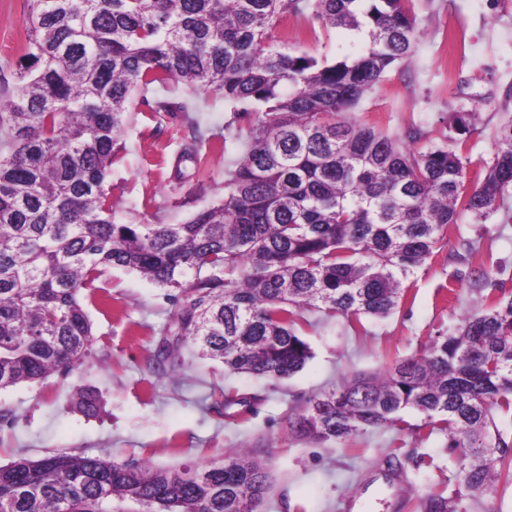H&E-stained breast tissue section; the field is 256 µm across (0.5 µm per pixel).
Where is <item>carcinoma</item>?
<instances>
[{"label": "carcinoma", "mask_w": 512, "mask_h": 512, "mask_svg": "<svg viewBox=\"0 0 512 512\" xmlns=\"http://www.w3.org/2000/svg\"><path fill=\"white\" fill-rule=\"evenodd\" d=\"M411 0H27L30 66L0 79V391L68 375L93 339L83 300L112 268L174 291L153 359L181 347L230 373L287 379L313 352L299 332L317 310L352 324L394 315L406 282L451 224L483 223L512 191V121L477 182L459 148L404 144L351 117L420 30ZM363 34L330 62L273 39L288 10ZM213 92L248 121L224 199L180 224L116 219L108 182L136 95L154 112H195L157 89ZM224 415L257 397L222 392ZM240 410L235 411L233 407ZM76 407L98 401L80 390ZM421 423L405 419L407 413ZM512 416V294L488 295L421 353L311 394L290 408L288 437L341 445L395 427L461 448L464 487L488 499L512 484L495 416ZM266 445L204 466L57 453L0 466V512H267ZM425 512H458L428 490Z\"/></svg>", "instance_id": "carcinoma-1"}]
</instances>
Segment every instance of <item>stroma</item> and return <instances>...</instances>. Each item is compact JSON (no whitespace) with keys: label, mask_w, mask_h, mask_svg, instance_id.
I'll return each instance as SVG.
<instances>
[{"label":"stroma","mask_w":512,"mask_h":512,"mask_svg":"<svg viewBox=\"0 0 512 512\" xmlns=\"http://www.w3.org/2000/svg\"><path fill=\"white\" fill-rule=\"evenodd\" d=\"M26 0H0V73L15 80L28 66L23 25ZM421 38L411 62L391 68L356 111L361 120L406 137L420 127L423 143L447 139L460 145L468 176L477 179L493 161L494 132L512 119V0H412ZM288 30L315 29L299 39L316 58L356 57L362 37L326 28L311 14H288ZM194 101L204 135L197 162L181 161L191 133L181 112H153L135 103L123 133L124 151L113 160L109 181L117 217L179 224L224 196V172L242 145L225 144L233 117L222 97ZM183 179H176V171ZM480 252L463 260L462 239ZM484 265L505 293H512V196L483 224L465 220L449 228L442 248L409 282L410 294L393 317L351 327L346 319L307 313L301 326L313 357L284 380L228 374L222 363L182 350L174 372L156 371L153 343L175 310L167 289L139 274L108 270L98 281L106 305L87 303L94 339L83 364L68 376L23 383L0 391V465L19 457L57 452L106 454L156 466L203 465L225 451L263 442L273 454L275 483L270 512H400L408 488L431 483L446 494L462 487L457 459L443 433L417 440L396 429L376 430L348 445L288 439L285 419L301 397L339 386L353 375L380 370L387 359L419 352L430 338L458 323L484 299L472 266ZM93 389L100 409L88 417L74 406L78 389ZM237 389L260 395L256 412L231 421L212 406L211 393ZM397 452L404 484L388 483L374 460Z\"/></svg>","instance_id":"stroma-1"}]
</instances>
